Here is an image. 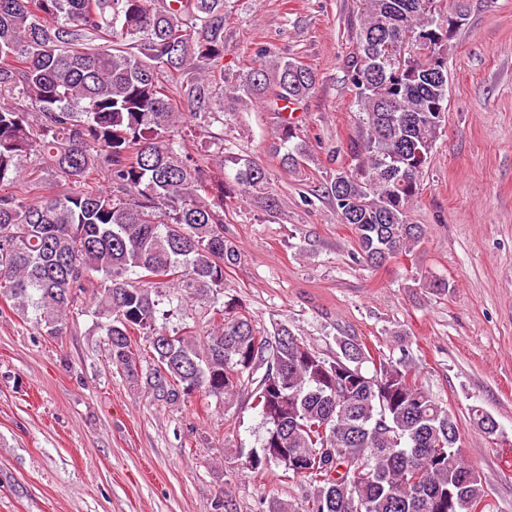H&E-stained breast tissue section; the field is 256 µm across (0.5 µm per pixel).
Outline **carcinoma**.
Here are the masks:
<instances>
[{
  "label": "carcinoma",
  "mask_w": 512,
  "mask_h": 512,
  "mask_svg": "<svg viewBox=\"0 0 512 512\" xmlns=\"http://www.w3.org/2000/svg\"><path fill=\"white\" fill-rule=\"evenodd\" d=\"M438 3L361 0L348 66L358 123L329 193L372 267L424 235L409 213L448 100ZM226 22V0H0V303L62 336L92 292L112 365L166 401L202 394L229 408L254 386L263 433L248 468L281 467L310 487L304 504L271 496L260 512H470L487 498L484 483L462 458L455 412L419 382L409 355L369 373L354 340L336 338L327 359L288 323L263 334L224 300L240 252L224 236V181L195 159L187 130L252 98L294 112L316 86L301 61L260 47L213 94ZM215 146L233 182L276 211L266 170ZM269 151L292 173L312 161L287 117ZM29 161L61 191H41ZM97 176L109 189L91 185ZM174 298L201 305L205 336L170 331L161 304ZM469 420L492 436L483 407ZM323 448L339 452L309 469Z\"/></svg>",
  "instance_id": "cac0c4a2"
}]
</instances>
